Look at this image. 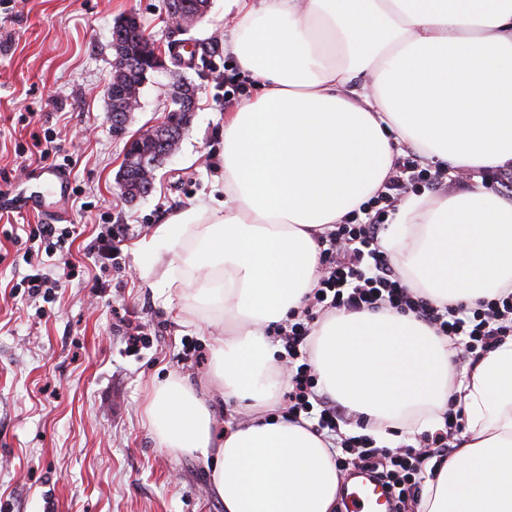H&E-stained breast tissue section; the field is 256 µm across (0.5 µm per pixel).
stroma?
Masks as SVG:
<instances>
[{
    "mask_svg": "<svg viewBox=\"0 0 512 512\" xmlns=\"http://www.w3.org/2000/svg\"><path fill=\"white\" fill-rule=\"evenodd\" d=\"M136 13L147 35L196 51L183 75L197 108L180 146L147 196L125 200L117 175L128 140L164 116L169 79L151 76L123 133L108 117L112 27ZM225 0H210L192 27L170 32L165 0H0V199L17 185L41 191L43 163L72 178L64 208L74 235L31 251L20 224L42 218L0 206V512H224L204 464L161 451L143 415L153 383L179 374L202 381L207 322L166 300L137 248L166 215L220 194L224 114L247 90L223 34ZM50 142L49 161L38 142ZM118 231L111 259L89 245ZM56 279L32 295L33 268ZM148 336L127 346L133 326Z\"/></svg>",
    "mask_w": 512,
    "mask_h": 512,
    "instance_id": "obj_1",
    "label": "stroma"
}]
</instances>
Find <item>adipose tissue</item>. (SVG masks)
Wrapping results in <instances>:
<instances>
[{"label":"adipose tissue","mask_w":512,"mask_h":512,"mask_svg":"<svg viewBox=\"0 0 512 512\" xmlns=\"http://www.w3.org/2000/svg\"><path fill=\"white\" fill-rule=\"evenodd\" d=\"M230 2L227 46L250 87L224 116V195L139 247L220 334L206 382L170 376L143 414L160 450L206 464L224 512H334L330 441L272 412L287 372L265 331L303 306L318 235L382 189L400 145L474 177L398 203L382 245L406 283L439 304L512 284V201L477 177L512 166V0ZM308 344L321 389L382 443L462 409L466 430L416 512H512V337L460 382L447 339L410 314L337 311ZM220 398L245 420L221 426Z\"/></svg>","instance_id":"ef3b65f1"}]
</instances>
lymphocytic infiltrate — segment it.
<instances>
[{
  "mask_svg": "<svg viewBox=\"0 0 512 512\" xmlns=\"http://www.w3.org/2000/svg\"><path fill=\"white\" fill-rule=\"evenodd\" d=\"M418 181L439 188L445 185L442 171L425 167L423 160L411 152L395 160L393 172L371 202L395 210L409 186ZM381 227V221L375 218L352 220L320 236L317 282L302 310L276 326L275 333L290 362L286 392L290 420L303 414L317 415V431L326 433L341 446L343 455L337 458V465L349 462L355 468L370 471L388 488L399 507L413 486L418 455L433 448L453 446L460 430L456 413H448L445 431L423 437L417 446L407 447L401 453L369 447L360 437H343L340 425L349 413L332 400L317 399L315 373L307 348L309 336L323 317L335 311L394 309L411 313L426 323L437 336L447 338L449 350L457 357L474 364L512 336V286L471 305H437L409 288L393 267L380 244Z\"/></svg>",
  "mask_w": 512,
  "mask_h": 512,
  "instance_id": "1",
  "label": "lymphocytic infiltrate"
}]
</instances>
